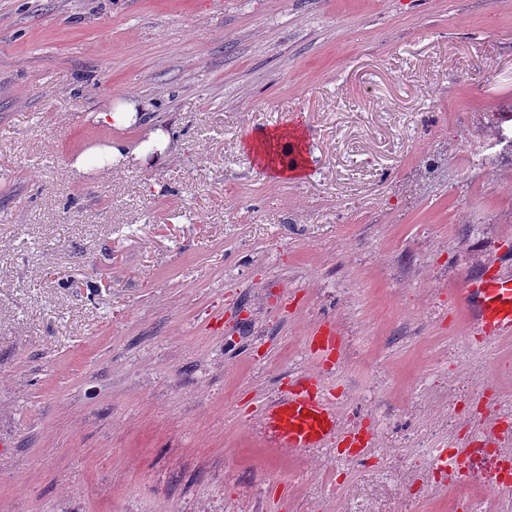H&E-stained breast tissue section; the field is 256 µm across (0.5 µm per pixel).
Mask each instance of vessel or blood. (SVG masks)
<instances>
[{"label": "vessel or blood", "instance_id": "1", "mask_svg": "<svg viewBox=\"0 0 512 512\" xmlns=\"http://www.w3.org/2000/svg\"><path fill=\"white\" fill-rule=\"evenodd\" d=\"M478 328L489 335L512 329V276L490 274L464 293ZM275 444L281 448L325 446L342 428L335 403L317 375L306 374L270 401L264 410Z\"/></svg>", "mask_w": 512, "mask_h": 512}]
</instances>
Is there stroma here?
<instances>
[{"label":"stroma","mask_w":512,"mask_h":512,"mask_svg":"<svg viewBox=\"0 0 512 512\" xmlns=\"http://www.w3.org/2000/svg\"><path fill=\"white\" fill-rule=\"evenodd\" d=\"M151 106L161 165L78 174ZM490 100L507 110L485 111ZM300 127L308 174L245 151ZM512 0H0V512H413L433 415L512 424ZM337 339L327 366L314 342ZM320 374L375 445L283 451L263 404ZM146 111L145 103L130 96L113 102L109 109L96 113L94 118L98 123L121 129L136 124ZM474 323L489 335L512 329V276L490 274L469 284L464 293Z\"/></svg>","instance_id":"35a3bbf8"}]
</instances>
